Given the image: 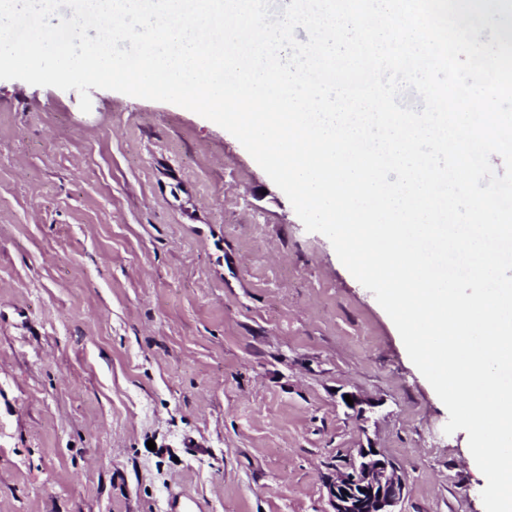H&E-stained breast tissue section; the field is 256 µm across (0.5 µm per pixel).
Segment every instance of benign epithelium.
<instances>
[{
	"instance_id": "7a95c632",
	"label": "benign epithelium",
	"mask_w": 512,
	"mask_h": 512,
	"mask_svg": "<svg viewBox=\"0 0 512 512\" xmlns=\"http://www.w3.org/2000/svg\"><path fill=\"white\" fill-rule=\"evenodd\" d=\"M333 512H396L405 477L381 452L362 448L349 469L327 483Z\"/></svg>"
}]
</instances>
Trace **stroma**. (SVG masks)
Segmentation results:
<instances>
[{
	"label": "stroma",
	"instance_id": "35a3bbf8",
	"mask_svg": "<svg viewBox=\"0 0 512 512\" xmlns=\"http://www.w3.org/2000/svg\"><path fill=\"white\" fill-rule=\"evenodd\" d=\"M89 94L0 80V512H332L362 448L398 512H484L467 433L240 142Z\"/></svg>",
	"mask_w": 512,
	"mask_h": 512
}]
</instances>
